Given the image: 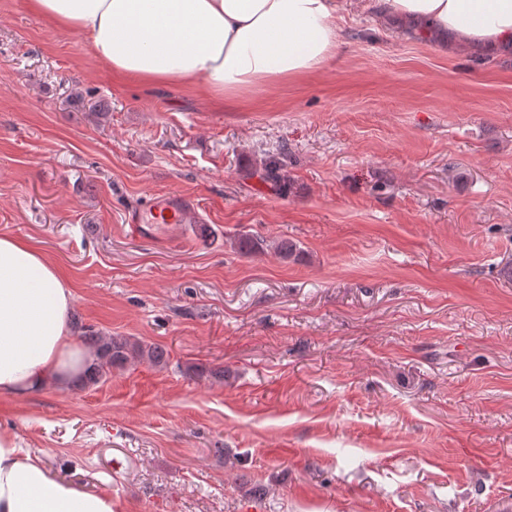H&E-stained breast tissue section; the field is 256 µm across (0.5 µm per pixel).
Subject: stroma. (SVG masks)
I'll list each match as a JSON object with an SVG mask.
<instances>
[{"mask_svg": "<svg viewBox=\"0 0 512 512\" xmlns=\"http://www.w3.org/2000/svg\"><path fill=\"white\" fill-rule=\"evenodd\" d=\"M337 24L320 71L219 107L0 0V235L169 354L0 398V426L122 512H512V50L377 0ZM158 193L208 236L127 224ZM234 246L244 254L261 253L270 248L283 259L290 258L297 250L296 245L288 244L287 241H267V239L250 234L241 235L234 242Z\"/></svg>", "mask_w": 512, "mask_h": 512, "instance_id": "stroma-1", "label": "stroma"}]
</instances>
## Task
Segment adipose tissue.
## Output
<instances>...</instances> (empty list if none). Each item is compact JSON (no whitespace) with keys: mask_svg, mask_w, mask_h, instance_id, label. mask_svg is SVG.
<instances>
[{"mask_svg":"<svg viewBox=\"0 0 512 512\" xmlns=\"http://www.w3.org/2000/svg\"><path fill=\"white\" fill-rule=\"evenodd\" d=\"M392 14L459 46L512 48V0H384ZM78 32L113 78L191 86L214 103L315 73L333 57L336 0H27ZM64 273L31 244L0 236V397L65 388L95 363L71 323ZM0 512H118L111 492L53 475L0 428Z\"/></svg>","mask_w":512,"mask_h":512,"instance_id":"obj_1","label":"adipose tissue"}]
</instances>
